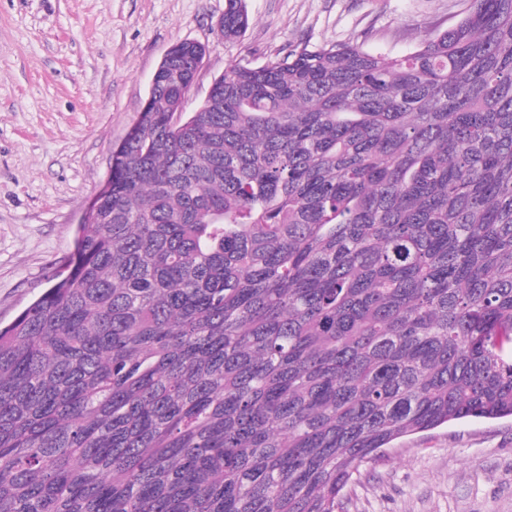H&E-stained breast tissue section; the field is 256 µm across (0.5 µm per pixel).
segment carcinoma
Instances as JSON below:
<instances>
[{
	"mask_svg": "<svg viewBox=\"0 0 512 512\" xmlns=\"http://www.w3.org/2000/svg\"><path fill=\"white\" fill-rule=\"evenodd\" d=\"M204 55L170 48L0 327V512H338L399 439L512 417V0L236 63L187 113Z\"/></svg>",
	"mask_w": 512,
	"mask_h": 512,
	"instance_id": "obj_1",
	"label": "carcinoma"
}]
</instances>
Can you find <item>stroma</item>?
<instances>
[{
    "instance_id": "1",
    "label": "stroma",
    "mask_w": 512,
    "mask_h": 512,
    "mask_svg": "<svg viewBox=\"0 0 512 512\" xmlns=\"http://www.w3.org/2000/svg\"><path fill=\"white\" fill-rule=\"evenodd\" d=\"M225 0H0V323L49 287L112 147L148 97L168 49L206 53L185 111L238 62L301 44L403 55L453 27L468 0H246L229 41ZM341 512H512V418L474 419L400 440L342 493ZM225 3L218 29L224 38L235 39L243 34L249 24L245 0H225Z\"/></svg>"
}]
</instances>
